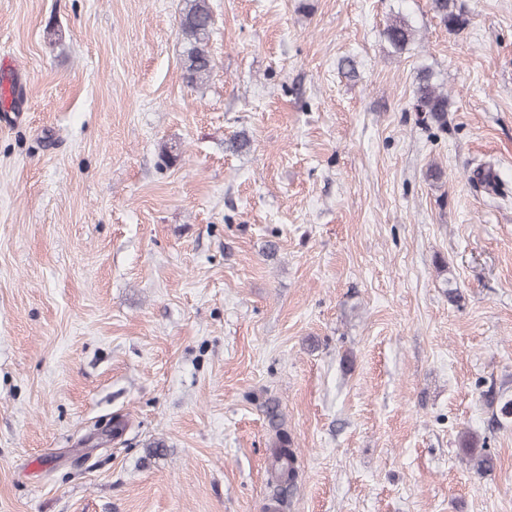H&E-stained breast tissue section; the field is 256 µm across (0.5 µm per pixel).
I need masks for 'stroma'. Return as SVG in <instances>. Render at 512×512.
Wrapping results in <instances>:
<instances>
[{
  "label": "stroma",
  "instance_id": "stroma-1",
  "mask_svg": "<svg viewBox=\"0 0 512 512\" xmlns=\"http://www.w3.org/2000/svg\"><path fill=\"white\" fill-rule=\"evenodd\" d=\"M209 4L0 0V512H512V0ZM209 0H187L180 15L179 28L187 41L183 66L188 84L196 86L207 79L213 62L207 47L213 24ZM431 6L437 17L448 28L455 31L463 24V20L459 14L454 11L453 0H432ZM385 35L395 51L401 52L414 41L416 31L403 16L397 15L387 25ZM415 108L417 112L427 114L422 118L423 122L430 120L437 123L444 117V112H448V96L432 82L428 72H422L419 77ZM274 478L280 485L293 486L298 475L297 457L291 437L282 429L276 430L274 441Z\"/></svg>",
  "mask_w": 512,
  "mask_h": 512
}]
</instances>
